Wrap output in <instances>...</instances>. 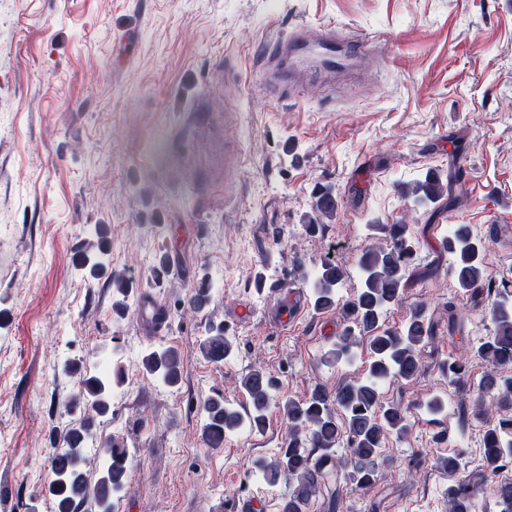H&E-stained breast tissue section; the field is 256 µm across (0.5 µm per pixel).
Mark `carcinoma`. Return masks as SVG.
<instances>
[{
    "label": "carcinoma",
    "instance_id": "1",
    "mask_svg": "<svg viewBox=\"0 0 512 512\" xmlns=\"http://www.w3.org/2000/svg\"><path fill=\"white\" fill-rule=\"evenodd\" d=\"M462 177L460 168L445 178L429 171L423 180L408 187L405 195L418 203H434L446 195L451 206L455 203L452 184ZM335 198L331 187L314 190V216L305 225L306 231L315 232L318 219L336 214V207L328 205ZM385 231L390 243L369 246L359 258L363 284L353 298L340 302L338 288L346 270L331 262L320 265L311 291L315 311L327 312L340 305L346 320L326 362L339 363L363 346L368 352L363 377L334 388L318 384L307 397L294 399L279 395L277 378L254 369L240 380V388L248 396L245 409L235 408L219 393L201 402L203 434L213 448L219 447L228 433L264 428L274 408L282 414L283 448L273 457L260 456L254 461L255 471L269 483L288 481V497L280 503L279 512H309L333 479L344 478L359 489L372 486L384 464L383 448L388 437L403 438L409 432L406 409L398 402L382 400L380 387L387 381L410 382L421 375L425 367L423 351L436 337L437 322L421 304L402 326L392 329L383 324L385 310L400 301L418 249L409 225L390 224ZM442 247L453 257L449 273L457 288L480 302L488 301L494 325L491 335L476 343L471 341L465 336L463 315L454 300L448 299V331L459 334L461 349L486 363L482 376L472 382L477 394L475 408L470 411L464 407L459 413L460 431H465L472 420L482 426L485 469L448 486V512H478V495L489 475L512 465V415H497L498 410L512 407V280L498 281L486 275V240L474 236L467 224L455 225ZM112 288L122 296L113 307L123 313L132 281L114 275ZM192 292V304L197 308L211 300L210 283L205 280L196 283ZM235 348L234 339L224 335L221 324L211 326L200 343L201 354L213 363L224 362ZM182 368L180 352L163 345L148 346L139 365L141 371L170 386L180 383ZM440 370L451 384L471 382L469 364L462 357L442 362ZM126 378V369L120 364L110 372L85 373L77 392L69 397L67 405L79 412V418L56 434L48 456L52 474L48 492L56 499L55 512H78L89 499L99 512H114L115 500L130 477L127 449L116 440L100 448L109 457L108 466L100 471L86 453V444L94 438V416L109 413L112 390ZM341 447L345 455L339 457L337 449ZM493 494L499 512H512V481L497 482ZM322 512H350L342 488L328 490Z\"/></svg>",
    "mask_w": 512,
    "mask_h": 512
}]
</instances>
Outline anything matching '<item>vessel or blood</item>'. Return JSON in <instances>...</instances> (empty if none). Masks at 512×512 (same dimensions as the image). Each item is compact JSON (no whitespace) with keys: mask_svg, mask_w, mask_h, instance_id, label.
Returning <instances> with one entry per match:
<instances>
[{"mask_svg":"<svg viewBox=\"0 0 512 512\" xmlns=\"http://www.w3.org/2000/svg\"><path fill=\"white\" fill-rule=\"evenodd\" d=\"M368 53V46L361 39H340L327 29L312 41L295 30L268 46L266 59L270 66L261 80L276 96L295 99L303 91L301 78L307 71L333 78L366 64ZM136 316L147 334L161 332L170 320L169 312L147 294L140 296Z\"/></svg>","mask_w":512,"mask_h":512,"instance_id":"obj_1","label":"vessel or blood"}]
</instances>
